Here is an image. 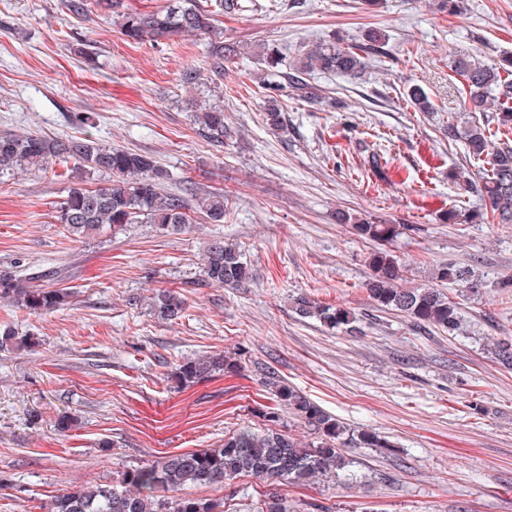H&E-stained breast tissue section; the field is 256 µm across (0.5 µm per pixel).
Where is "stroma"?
<instances>
[{"label":"stroma","instance_id":"obj_1","mask_svg":"<svg viewBox=\"0 0 512 512\" xmlns=\"http://www.w3.org/2000/svg\"><path fill=\"white\" fill-rule=\"evenodd\" d=\"M438 0H256L217 17V40L239 54L223 75L208 72L207 42L131 43L111 8L77 17L65 0H0V131L92 137L153 156L170 174L166 191H224L221 224L159 234L147 224L74 241L55 215L71 188L111 183L69 162L0 176V267L57 269L74 306L28 313L0 301V324L36 338L30 351L0 353V512H42L74 485L112 483L167 452L213 448L227 431L261 425L268 404L256 364L275 369L355 429L390 436L396 450L357 448L369 483L304 488L253 477L196 494L226 512H252L277 492L302 512H512V369L493 341L512 338V224L468 222L482 206L466 181L487 159L449 142L462 106L454 56L490 62L512 54V0H464L448 15ZM383 47L370 75L313 74L321 102L284 94L288 131L262 121L260 52L278 45L293 60L308 44L338 36ZM203 68L196 102H223L232 140L201 135L188 112L182 70ZM421 86L435 109L405 99ZM380 156L384 178L373 176ZM404 225L394 250L405 285H429L435 265L467 270L445 285L461 305L459 336L414 327L376 311L364 284L372 242L336 214ZM465 214L451 224L449 211ZM237 242L255 278L243 288L198 285L207 241ZM181 292L180 319L158 321L147 299ZM353 309L362 332H332L300 318L298 295ZM246 348L241 373L185 388L171 374L207 352ZM70 412L69 430H58Z\"/></svg>","mask_w":512,"mask_h":512}]
</instances>
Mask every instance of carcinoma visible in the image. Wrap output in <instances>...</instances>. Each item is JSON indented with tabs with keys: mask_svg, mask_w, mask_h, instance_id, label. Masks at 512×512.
<instances>
[{
	"mask_svg": "<svg viewBox=\"0 0 512 512\" xmlns=\"http://www.w3.org/2000/svg\"><path fill=\"white\" fill-rule=\"evenodd\" d=\"M215 11L197 0H168L158 12L127 10L116 14L120 30L133 43L157 42L185 33L208 35L214 30ZM379 35H368V42L349 45L341 40L316 41L306 46L297 61L285 72L280 51L263 48V60L281 80L263 83V123L272 131L287 132L282 116L283 90L316 101L320 96L308 81L314 72L339 74L361 79L368 72V57L378 52ZM237 47L214 40L208 47L210 70L224 71V61L237 56ZM452 70L463 80V115L448 121V140L464 141L467 153L475 158L489 157V169L473 186L484 202V215L499 224H512V55L488 64L461 55ZM406 97L419 112L434 110L429 96L418 85L408 87ZM497 103V129L491 130L470 117ZM194 122L210 140L222 143L231 138L224 122V106L197 109ZM74 160L91 170L112 175V184L99 188H73L62 202L58 223L74 238H86L108 226L121 230L129 224H150L160 234H172L191 227L199 216L210 224H222L227 217L226 197L222 192L195 196L194 203L177 193L162 189L167 172L155 158L124 147L107 146L97 139L59 140L38 134L0 132V173L46 167ZM341 223H353L358 236L374 242L369 253L371 274L366 291L374 308L396 312L419 327H429L451 336L463 330L459 307L436 286L405 288V266L391 246L401 234L398 224H375L342 213ZM465 271L451 264L438 265L432 279L446 284L464 279ZM52 270L32 271L25 276L0 270V300L15 304L32 314L52 313L72 305L73 292L51 288L45 282L59 280ZM253 277L238 243L221 238L211 240L202 254L201 282L206 286L241 288ZM302 319L319 322L329 330L354 336L361 332L355 312L323 304L307 296L293 301ZM150 310L163 321L181 317L186 298L175 289H159L150 297ZM33 337L21 336L6 325L0 327V352L31 348ZM496 359L512 365V341L494 343ZM249 362L247 351L232 354L200 355L178 365L172 378L181 385L214 374L237 373ZM262 386L272 396L273 406L262 414L266 427L249 425L224 434V443L176 454L165 453L156 459L123 471L115 484L73 486L50 498L45 512H224V499L196 497L184 493L187 487H226L245 476L287 486H307L317 480L348 484L366 479L355 470L353 448H391L385 435L371 429L356 430L312 401L273 369H266ZM286 414L304 428L306 439L278 428ZM257 512H296L288 499L269 493L259 500Z\"/></svg>",
	"mask_w": 512,
	"mask_h": 512,
	"instance_id": "cac0c4a2",
	"label": "carcinoma"
}]
</instances>
